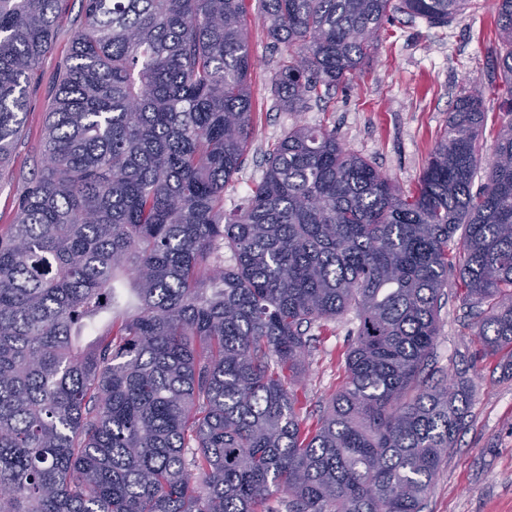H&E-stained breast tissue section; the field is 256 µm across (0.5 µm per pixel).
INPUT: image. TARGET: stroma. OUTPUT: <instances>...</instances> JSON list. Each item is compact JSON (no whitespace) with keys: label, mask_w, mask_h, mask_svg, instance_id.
Here are the masks:
<instances>
[{"label":"stroma","mask_w":512,"mask_h":512,"mask_svg":"<svg viewBox=\"0 0 512 512\" xmlns=\"http://www.w3.org/2000/svg\"><path fill=\"white\" fill-rule=\"evenodd\" d=\"M495 2L473 0L463 14L438 26L394 15L362 71L301 112L277 105L271 78L287 51L272 47L258 12H251L253 135L240 172L224 190L225 212L246 205L251 186L265 172V152L296 124L335 128L348 151L372 163L402 192H414L456 95L466 84L483 79L490 64L497 46ZM81 26L80 0H65L54 48L39 65L23 131L0 177V233L14 223L17 203L42 166L44 123L55 76ZM473 323L461 299L449 295L439 313L431 367L450 381L469 377L471 400L467 425L423 512H512V378L502 375L496 357L482 353ZM356 324L355 313L349 311L319 331L309 375L297 390L310 418L322 414L343 383L345 353Z\"/></svg>","instance_id":"obj_1"}]
</instances>
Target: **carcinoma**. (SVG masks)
Instances as JSON below:
<instances>
[{"instance_id":"carcinoma-1","label":"carcinoma","mask_w":512,"mask_h":512,"mask_svg":"<svg viewBox=\"0 0 512 512\" xmlns=\"http://www.w3.org/2000/svg\"><path fill=\"white\" fill-rule=\"evenodd\" d=\"M469 2L258 0L288 47L280 106L354 78L394 14L444 25ZM60 4L0 0V176ZM246 11L81 0L42 170L0 234V512H421L471 395L425 374L453 270L512 375V0L413 194L294 125L226 215L253 132ZM488 93L507 120L475 190ZM351 310L344 385L310 425V332Z\"/></svg>"}]
</instances>
